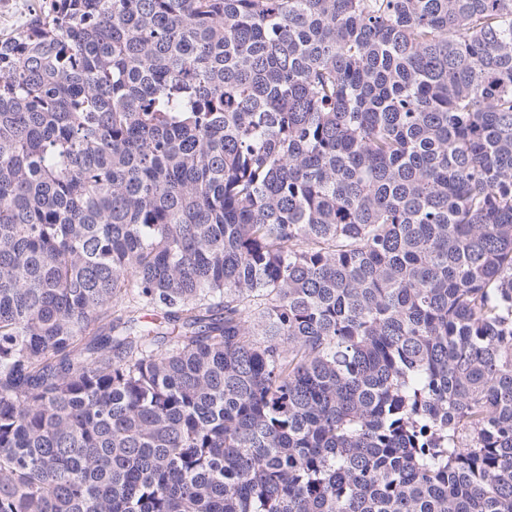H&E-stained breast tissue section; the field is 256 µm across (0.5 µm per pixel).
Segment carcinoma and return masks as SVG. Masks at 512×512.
<instances>
[{
  "mask_svg": "<svg viewBox=\"0 0 512 512\" xmlns=\"http://www.w3.org/2000/svg\"><path fill=\"white\" fill-rule=\"evenodd\" d=\"M0 512H512V0H35Z\"/></svg>",
  "mask_w": 512,
  "mask_h": 512,
  "instance_id": "carcinoma-1",
  "label": "carcinoma"
}]
</instances>
